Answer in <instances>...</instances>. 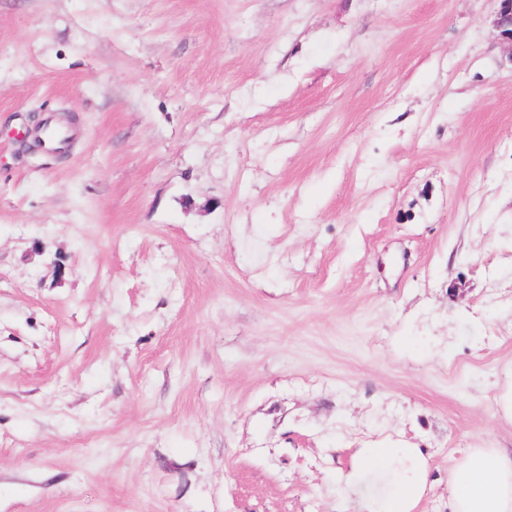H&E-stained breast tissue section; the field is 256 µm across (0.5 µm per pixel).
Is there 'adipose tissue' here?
I'll list each match as a JSON object with an SVG mask.
<instances>
[{
    "instance_id": "adipose-tissue-1",
    "label": "adipose tissue",
    "mask_w": 512,
    "mask_h": 512,
    "mask_svg": "<svg viewBox=\"0 0 512 512\" xmlns=\"http://www.w3.org/2000/svg\"><path fill=\"white\" fill-rule=\"evenodd\" d=\"M342 479L359 512H416L429 465L417 448H360ZM450 486L449 512H512V448L468 449Z\"/></svg>"
}]
</instances>
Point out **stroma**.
Returning a JSON list of instances; mask_svg holds the SVG:
<instances>
[{"mask_svg":"<svg viewBox=\"0 0 512 512\" xmlns=\"http://www.w3.org/2000/svg\"><path fill=\"white\" fill-rule=\"evenodd\" d=\"M498 7L0 0V512H355L379 445L448 512L512 448Z\"/></svg>","mask_w":512,"mask_h":512,"instance_id":"35a3bbf8","label":"stroma"}]
</instances>
